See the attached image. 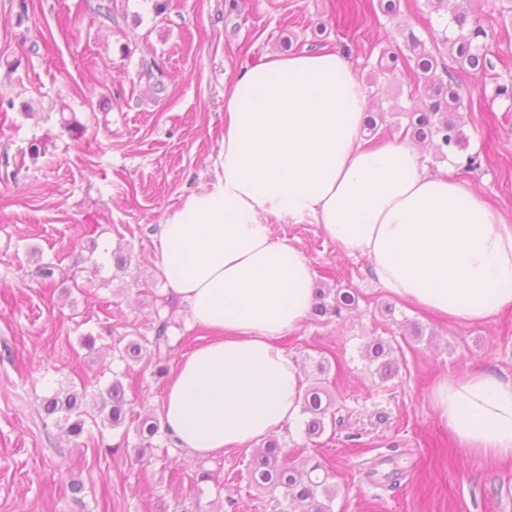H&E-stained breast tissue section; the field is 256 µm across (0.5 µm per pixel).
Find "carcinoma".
Here are the masks:
<instances>
[{
  "label": "carcinoma",
  "instance_id": "1",
  "mask_svg": "<svg viewBox=\"0 0 512 512\" xmlns=\"http://www.w3.org/2000/svg\"><path fill=\"white\" fill-rule=\"evenodd\" d=\"M343 14L358 20L367 17L372 9L370 0H338ZM433 13L443 25L442 30L431 33L432 47H427L415 33L406 38L409 54H392V63L413 66L416 75L414 87L410 91L411 100L417 102L416 108L405 113L408 123L404 127L403 137L416 143L428 142L434 145L437 154L446 158L453 154L459 159L458 166L465 170H475L481 166L479 153L467 152L468 142L461 131L457 110L463 104L459 88L455 85L453 67L438 66L435 50L447 47L455 53L454 61L467 67L475 74H486L495 69L492 55L483 40L487 32L481 24L470 0H427ZM96 12L111 24L118 26L126 18L112 7V0H103L97 4ZM442 68L445 77L436 75ZM328 293L317 289L313 311L319 316L331 313L340 314L343 309L356 305V298L350 292H336L333 302H326ZM171 304L164 299L160 308L155 310L150 331L151 336H140L125 343L111 345L112 355L117 360L129 363L146 359L157 367V373L166 371V363L171 354L172 345L169 336L171 315L161 310ZM397 348L389 340L376 337L365 346L369 362L376 364V374L386 380L398 372ZM326 391L313 386L302 397L301 415L303 433L308 439L318 438L326 430V416L330 401L323 399ZM86 389H57L41 399L40 408L43 422L55 425L65 424V432L75 439L83 436L87 420L102 421L118 427L125 423L130 413V403L126 396V387L115 373L112 381L100 390L95 401L96 414L86 407ZM137 435L142 445L137 448V457L143 458L156 449L153 440L164 437L162 452L169 456V450L181 453L176 440L169 431L161 430L157 416H147L138 424ZM249 484L267 491L275 502V512H332V503L336 496L332 484V474L326 464L315 462L311 465L296 464L288 460L283 446L273 437L262 442L250 456L247 464Z\"/></svg>",
  "mask_w": 512,
  "mask_h": 512
}]
</instances>
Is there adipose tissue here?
<instances>
[{"label": "adipose tissue", "mask_w": 512, "mask_h": 512, "mask_svg": "<svg viewBox=\"0 0 512 512\" xmlns=\"http://www.w3.org/2000/svg\"><path fill=\"white\" fill-rule=\"evenodd\" d=\"M365 84L328 49L272 52L224 88L216 181L159 224L157 265L207 330L172 373L161 418L203 460L297 419L303 379L279 344L313 303V271L269 218L318 225L367 258L391 295L451 321L512 308V221L412 144L370 145ZM431 402L459 448L512 459V381H439Z\"/></svg>", "instance_id": "ef3b65f1"}]
</instances>
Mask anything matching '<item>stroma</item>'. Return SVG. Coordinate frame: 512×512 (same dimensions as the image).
Segmentation results:
<instances>
[{
    "label": "stroma",
    "instance_id": "stroma-1",
    "mask_svg": "<svg viewBox=\"0 0 512 512\" xmlns=\"http://www.w3.org/2000/svg\"><path fill=\"white\" fill-rule=\"evenodd\" d=\"M121 26L102 23L98 0H0V512H272L251 487L253 451L232 450L209 468L219 483L195 484L192 453L134 460L135 431L100 427L72 439L44 426L42 396L59 385L96 392L125 372L134 417L159 413L169 378L153 365L125 364L106 336L149 334L158 298L170 292L156 266L157 226L190 193L210 187L224 136V84L266 53L329 48L363 82H376L370 112L386 140L408 111L411 71L379 74L385 51L408 34L429 40L436 15L426 0H399L395 14L356 24L336 0H114ZM495 62L491 76L457 70L461 127L479 169L427 154L512 221V113L495 97L512 85V0H478ZM151 77H144V68ZM38 157H31V145ZM274 238L307 258L318 288L351 289L356 308L309 316L280 340L301 360L304 386L323 385L335 424L307 440L300 422L277 432L290 458L332 464L333 512H512V460L465 454L431 403L434 385L467 373L512 380V308L490 322L448 323L403 303L374 282L366 258L348 255L318 225L271 220ZM131 263L117 268L114 255ZM53 265L54 284L38 277ZM393 315H385V306ZM419 324L422 336L411 333ZM99 341L86 347L81 338ZM374 337L398 341L399 371L380 380L363 356ZM330 370L319 375L317 361ZM385 456L402 470L376 487ZM83 486L73 494L70 485Z\"/></svg>",
    "mask_w": 512,
    "mask_h": 512
}]
</instances>
